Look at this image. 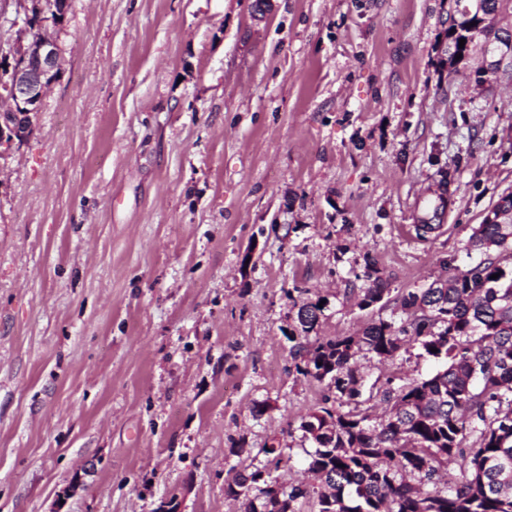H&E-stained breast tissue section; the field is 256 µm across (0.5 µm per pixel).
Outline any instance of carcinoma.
I'll return each instance as SVG.
<instances>
[{
  "label": "carcinoma",
  "instance_id": "carcinoma-1",
  "mask_svg": "<svg viewBox=\"0 0 512 512\" xmlns=\"http://www.w3.org/2000/svg\"><path fill=\"white\" fill-rule=\"evenodd\" d=\"M484 2L488 24L462 25L458 38L508 44L512 31L495 28V20L512 13V0ZM470 245L485 255L476 266L448 276L446 288L408 292L400 301L406 318L373 320L359 336L311 335L323 308L300 305V334L288 336L297 340V370L328 381L342 397L360 394L362 378L351 363L361 352L387 360L416 343L440 368L383 392L391 408L376 425L337 408L310 413L300 429L312 444L311 482L288 487L243 465L224 488L242 512H303L310 499L312 512H512V265L502 263L512 259V225L484 220ZM384 293L374 282L360 306L379 303ZM451 462L463 479L443 483Z\"/></svg>",
  "mask_w": 512,
  "mask_h": 512
}]
</instances>
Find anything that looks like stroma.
Here are the masks:
<instances>
[{
  "label": "stroma",
  "instance_id": "stroma-1",
  "mask_svg": "<svg viewBox=\"0 0 512 512\" xmlns=\"http://www.w3.org/2000/svg\"><path fill=\"white\" fill-rule=\"evenodd\" d=\"M450 7L72 0L61 74L0 160V512H240L224 486L265 447L308 483V413L376 423L386 385L436 372L416 345L361 355L343 402L289 335L302 303L354 336L482 259L512 81L440 65ZM376 281L384 307L360 308Z\"/></svg>",
  "mask_w": 512,
  "mask_h": 512
}]
</instances>
